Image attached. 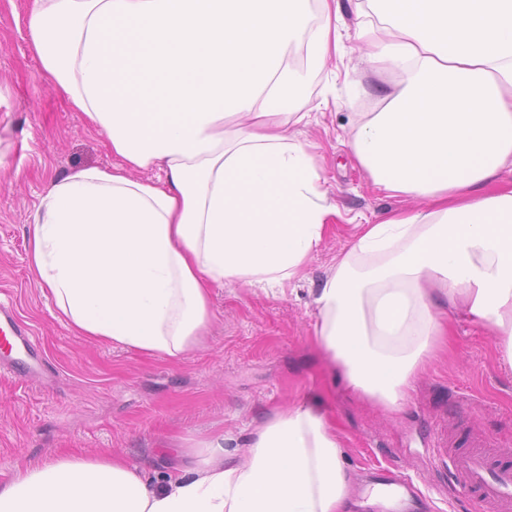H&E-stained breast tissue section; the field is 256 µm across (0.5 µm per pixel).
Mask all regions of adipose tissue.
I'll return each instance as SVG.
<instances>
[{"mask_svg":"<svg viewBox=\"0 0 512 512\" xmlns=\"http://www.w3.org/2000/svg\"><path fill=\"white\" fill-rule=\"evenodd\" d=\"M34 0L42 75L112 153L49 179L28 260L53 315L100 344L179 359L214 318L213 289L305 277L336 214L292 134L345 39L396 74L350 143L376 190L415 208L358 225L313 295L314 342L348 393L392 413L454 315L512 370V0ZM304 46L307 61L288 52ZM144 171L141 179L133 171ZM152 479L109 451L16 466L0 512H348L335 427L301 406L237 446L199 440Z\"/></svg>","mask_w":512,"mask_h":512,"instance_id":"obj_1","label":"adipose tissue"}]
</instances>
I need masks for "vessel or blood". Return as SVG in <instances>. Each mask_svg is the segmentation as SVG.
<instances>
[{
    "label": "vessel or blood",
    "instance_id": "vessel-or-blood-1",
    "mask_svg": "<svg viewBox=\"0 0 512 512\" xmlns=\"http://www.w3.org/2000/svg\"><path fill=\"white\" fill-rule=\"evenodd\" d=\"M45 362L38 347L4 305L0 304V370L23 377L42 373ZM512 446L481 435L464 443L437 437L433 459L448 478L449 486L471 502L472 512H512V466L494 464L495 456Z\"/></svg>",
    "mask_w": 512,
    "mask_h": 512
}]
</instances>
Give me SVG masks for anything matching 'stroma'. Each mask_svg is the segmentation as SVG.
Returning a JSON list of instances; mask_svg holds the SVG:
<instances>
[{"mask_svg":"<svg viewBox=\"0 0 512 512\" xmlns=\"http://www.w3.org/2000/svg\"><path fill=\"white\" fill-rule=\"evenodd\" d=\"M32 2L0 0V293L32 332L50 374L41 383L0 374V481L16 465L66 448L109 449L159 475L180 465L173 449L220 432L245 440L274 412L301 405L327 414L336 428L353 512H389L367 494L382 467L419 483L423 495L407 512H468L463 497L441 491L432 427L452 425L464 404L467 431L512 443V373L500 368L489 332L458 321L452 351L428 363L399 414L347 394L313 342L312 293L356 225L415 205L374 192L350 149L356 113L376 111L395 75L376 71L350 40L326 65L329 104L311 111L303 136L329 178L336 216L298 291L215 289L203 347L176 361L149 358L96 344L54 318L29 267L28 216L47 181L112 163L103 138L41 75L24 25Z\"/></svg>","mask_w":512,"mask_h":512,"instance_id":"obj_1","label":"stroma"}]
</instances>
